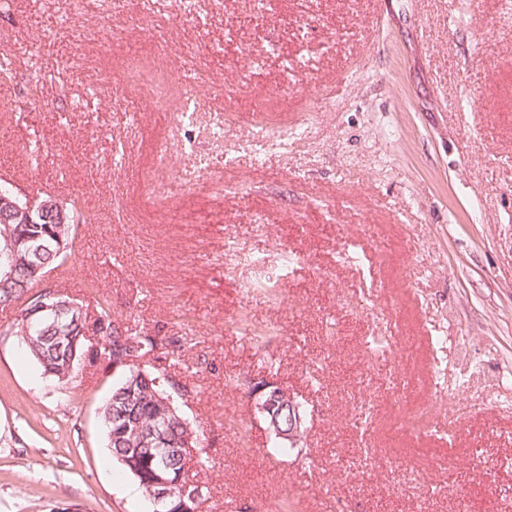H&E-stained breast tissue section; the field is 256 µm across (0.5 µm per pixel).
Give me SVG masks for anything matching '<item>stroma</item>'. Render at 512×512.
Instances as JSON below:
<instances>
[{"instance_id":"1","label":"stroma","mask_w":512,"mask_h":512,"mask_svg":"<svg viewBox=\"0 0 512 512\" xmlns=\"http://www.w3.org/2000/svg\"><path fill=\"white\" fill-rule=\"evenodd\" d=\"M112 2L0 12V65L37 73L35 96L0 88V181L82 209L43 287L181 340L198 512H512V0ZM251 114L296 138L242 149ZM281 249L301 261L259 295L247 263ZM18 313L0 306V512H150L106 445L112 369L43 375ZM261 377L308 409L284 456Z\"/></svg>"}]
</instances>
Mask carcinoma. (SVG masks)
Instances as JSON below:
<instances>
[{
	"mask_svg": "<svg viewBox=\"0 0 512 512\" xmlns=\"http://www.w3.org/2000/svg\"><path fill=\"white\" fill-rule=\"evenodd\" d=\"M80 221L71 203L46 198L31 207L28 199L0 185L1 306L21 302L24 293L33 287L36 280L31 278V266L37 264L45 273L64 267L71 250L60 249L59 241L69 245L70 228ZM27 311L26 306L21 310L16 334L22 337L42 374L60 383L75 382L87 362L103 359L115 364L132 350H138L143 358L159 349L157 337L132 333L112 315L105 300L97 303L93 314L86 313L79 321L65 308L30 319L25 316ZM181 388L175 378H161L154 366L120 365L102 407V424L113 460L149 498L155 491L157 474L164 472L172 482L186 483L191 469L207 467L206 458L192 452L204 433L181 413L177 404ZM293 398L284 388L277 398L279 415L259 412L275 439V446L268 451L270 456L296 447L295 442L278 436V431L288 427V403ZM190 437L191 449L185 447Z\"/></svg>",
	"mask_w": 512,
	"mask_h": 512,
	"instance_id": "carcinoma-1",
	"label": "carcinoma"
}]
</instances>
